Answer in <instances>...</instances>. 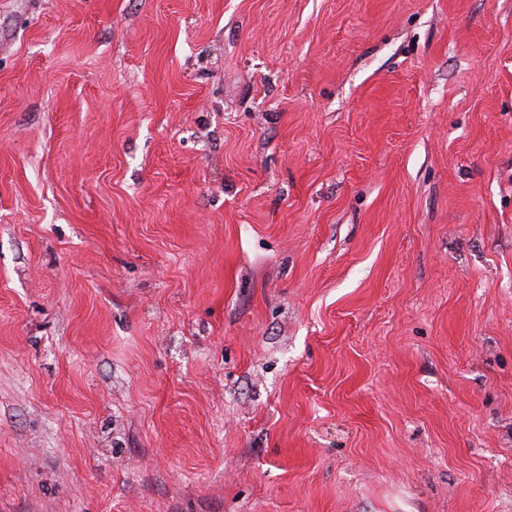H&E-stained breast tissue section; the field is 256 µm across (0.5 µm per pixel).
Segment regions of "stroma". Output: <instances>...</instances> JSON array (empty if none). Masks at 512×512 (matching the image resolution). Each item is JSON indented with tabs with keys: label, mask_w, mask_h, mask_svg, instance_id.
I'll use <instances>...</instances> for the list:
<instances>
[{
	"label": "stroma",
	"mask_w": 512,
	"mask_h": 512,
	"mask_svg": "<svg viewBox=\"0 0 512 512\" xmlns=\"http://www.w3.org/2000/svg\"><path fill=\"white\" fill-rule=\"evenodd\" d=\"M0 512H512V0H0Z\"/></svg>",
	"instance_id": "stroma-1"
}]
</instances>
